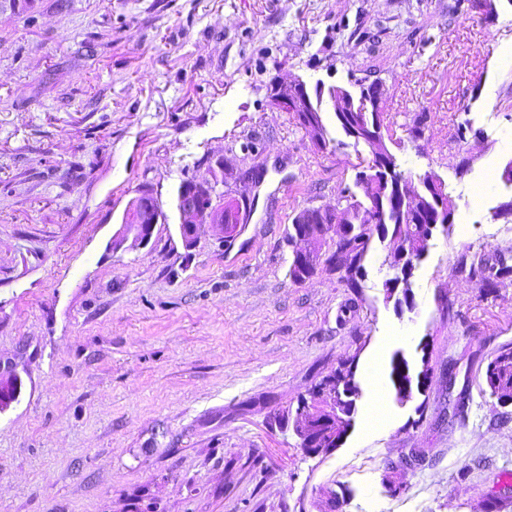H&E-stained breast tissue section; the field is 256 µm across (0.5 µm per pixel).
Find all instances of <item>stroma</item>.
Segmentation results:
<instances>
[{"instance_id": "obj_1", "label": "stroma", "mask_w": 512, "mask_h": 512, "mask_svg": "<svg viewBox=\"0 0 512 512\" xmlns=\"http://www.w3.org/2000/svg\"><path fill=\"white\" fill-rule=\"evenodd\" d=\"M0 6V512H512V405L482 394L512 344V280L485 292L460 257L512 252V0H30ZM383 84L402 169L446 184L398 312L375 244L358 287L289 276L286 236L332 207L367 150L319 149L275 109V78ZM468 129L458 139V126ZM419 128L408 141L411 128ZM223 167L218 194L253 219L185 249L181 181ZM166 221L143 248L108 244L140 190ZM424 393L388 398L369 432L362 386L342 445L314 457L271 419L383 336ZM466 394L465 415L455 413ZM401 488L389 495L386 482ZM432 194V201L430 205L434 207L433 221L428 226L427 233L429 237L433 235V230L437 227V223H449L452 220V211L448 206V194L443 191L440 186H431L428 188Z\"/></svg>"}]
</instances>
